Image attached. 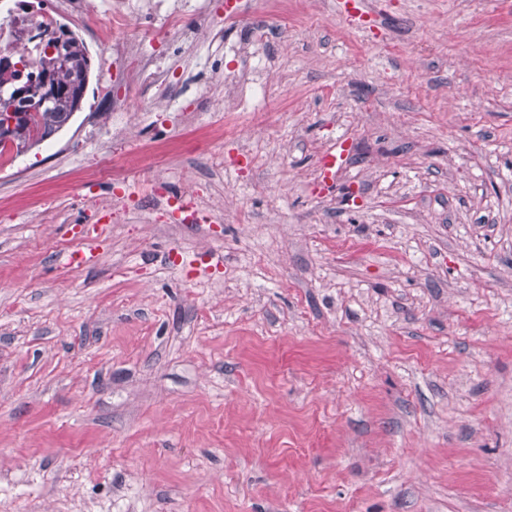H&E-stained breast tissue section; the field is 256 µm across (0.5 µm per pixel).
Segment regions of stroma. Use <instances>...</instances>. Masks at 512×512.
<instances>
[{
	"mask_svg": "<svg viewBox=\"0 0 512 512\" xmlns=\"http://www.w3.org/2000/svg\"><path fill=\"white\" fill-rule=\"evenodd\" d=\"M367 2L168 0L141 112L68 20L81 108L0 166V512H512V0ZM253 24L270 94L228 112ZM337 10L346 21L356 27L360 26L365 17H371L365 0H338ZM345 141H339L336 144V148L321 159V169L323 173L322 188L329 189L331 187L330 180L336 169V165L342 164L346 159V151L344 148Z\"/></svg>",
	"mask_w": 512,
	"mask_h": 512,
	"instance_id": "obj_1",
	"label": "stroma"
}]
</instances>
